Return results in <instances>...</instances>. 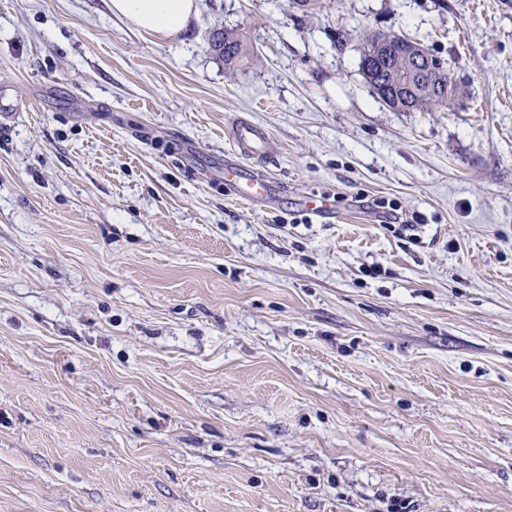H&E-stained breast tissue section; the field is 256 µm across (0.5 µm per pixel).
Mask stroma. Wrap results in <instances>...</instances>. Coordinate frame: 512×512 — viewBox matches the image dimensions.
Masks as SVG:
<instances>
[{
    "mask_svg": "<svg viewBox=\"0 0 512 512\" xmlns=\"http://www.w3.org/2000/svg\"><path fill=\"white\" fill-rule=\"evenodd\" d=\"M196 3L0 0V512H512V0ZM367 30L457 105L387 108ZM109 6L133 26L163 39L189 32L197 17L195 0H109ZM211 48L227 66L235 65L247 55V47L238 34L215 28L211 36ZM417 77L419 79V83L421 82L424 86L428 83L432 84L435 88L433 93H426L424 95H418L410 100L411 109H403L397 110L396 112H431L434 109L438 108H447L448 106V91L453 92V85L456 86L455 81L451 74L440 75L435 72H418ZM453 84V85H448ZM437 87L440 91V94L443 95L442 98H438ZM436 95V96H435ZM229 136L238 149L234 157L237 160L224 161V180L235 185V197L245 202H257L273 196L274 183L256 175L250 168L241 163L244 157L260 158L268 152L269 135L265 127L253 121L236 118L229 127Z\"/></svg>",
    "mask_w": 512,
    "mask_h": 512,
    "instance_id": "35a3bbf8",
    "label": "stroma"
}]
</instances>
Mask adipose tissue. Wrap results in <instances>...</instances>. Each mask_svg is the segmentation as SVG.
I'll use <instances>...</instances> for the list:
<instances>
[{"label": "adipose tissue", "mask_w": 512, "mask_h": 512, "mask_svg": "<svg viewBox=\"0 0 512 512\" xmlns=\"http://www.w3.org/2000/svg\"><path fill=\"white\" fill-rule=\"evenodd\" d=\"M109 6L133 26L164 39L189 32L197 17L195 0H109Z\"/></svg>", "instance_id": "adipose-tissue-1"}]
</instances>
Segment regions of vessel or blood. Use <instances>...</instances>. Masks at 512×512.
<instances>
[{
    "mask_svg": "<svg viewBox=\"0 0 512 512\" xmlns=\"http://www.w3.org/2000/svg\"><path fill=\"white\" fill-rule=\"evenodd\" d=\"M229 136L237 149V157L225 161L224 178L234 183L236 197L250 203L271 198L276 190L274 183L254 174L246 164L247 159L267 154L269 135L265 127L237 118L230 124Z\"/></svg>",
    "mask_w": 512,
    "mask_h": 512,
    "instance_id": "obj_1",
    "label": "vessel or blood"
}]
</instances>
